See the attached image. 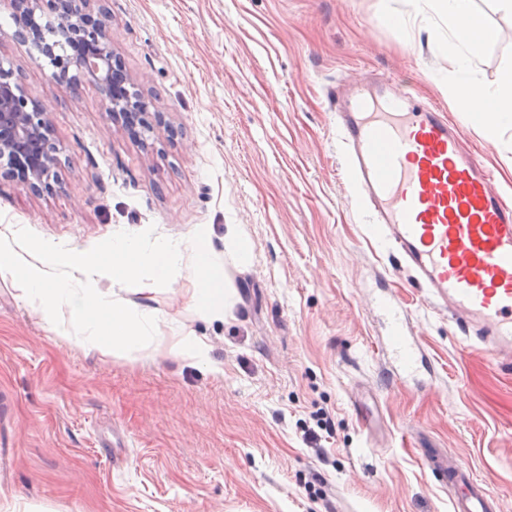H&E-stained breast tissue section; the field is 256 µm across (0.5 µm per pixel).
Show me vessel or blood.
Listing matches in <instances>:
<instances>
[{"label": "vessel or blood", "instance_id": "b4317fda", "mask_svg": "<svg viewBox=\"0 0 512 512\" xmlns=\"http://www.w3.org/2000/svg\"><path fill=\"white\" fill-rule=\"evenodd\" d=\"M332 97L372 231L469 348L512 369V196L493 189L461 126L399 84L361 79L337 86ZM381 306L393 321L394 366L383 377L392 386L418 381L424 361L404 332L405 310L390 296ZM432 473L447 485L453 512H501L456 459Z\"/></svg>", "mask_w": 512, "mask_h": 512}]
</instances>
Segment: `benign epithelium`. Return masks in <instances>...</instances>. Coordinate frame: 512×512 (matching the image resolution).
<instances>
[{"instance_id": "7a95c632", "label": "benign epithelium", "mask_w": 512, "mask_h": 512, "mask_svg": "<svg viewBox=\"0 0 512 512\" xmlns=\"http://www.w3.org/2000/svg\"><path fill=\"white\" fill-rule=\"evenodd\" d=\"M93 2L0 0L15 21V36L37 56L50 59L53 79L76 85L81 77H88L98 87L112 124L139 141L146 107L140 97L125 89L131 79L112 49L108 18ZM48 13L55 15L53 41L45 38L41 23ZM58 153L47 113L21 92L14 73L0 70V178L39 194L54 177Z\"/></svg>"}]
</instances>
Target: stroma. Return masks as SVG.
Returning <instances> with one entry per match:
<instances>
[{
  "mask_svg": "<svg viewBox=\"0 0 512 512\" xmlns=\"http://www.w3.org/2000/svg\"><path fill=\"white\" fill-rule=\"evenodd\" d=\"M101 3L165 124L129 139L92 82L57 84L0 27V66L41 104L61 150L51 191L0 181V235L24 227L85 252L121 230L186 240L202 228L229 299L220 318L190 309L188 267L126 293L209 348L201 363L147 361L58 335L0 272V512H452L433 450L457 455L512 512V372L468 352L370 236L330 97L360 73L409 82L512 194V128L487 141L429 80L448 61L415 20L422 0ZM475 8L496 37L474 81L512 78V15L495 0ZM231 232L250 241L249 264L233 261ZM386 288L435 366L429 390L381 378ZM321 414L331 432L305 436ZM111 439L127 452L119 472L98 446Z\"/></svg>",
  "mask_w": 512,
  "mask_h": 512,
  "instance_id": "stroma-1",
  "label": "stroma"
}]
</instances>
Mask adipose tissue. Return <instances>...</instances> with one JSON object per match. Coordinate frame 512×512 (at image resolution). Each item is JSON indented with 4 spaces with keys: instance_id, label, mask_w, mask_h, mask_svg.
I'll list each match as a JSON object with an SVG mask.
<instances>
[{
    "instance_id": "obj_1",
    "label": "adipose tissue",
    "mask_w": 512,
    "mask_h": 512,
    "mask_svg": "<svg viewBox=\"0 0 512 512\" xmlns=\"http://www.w3.org/2000/svg\"><path fill=\"white\" fill-rule=\"evenodd\" d=\"M474 0H424L420 10L422 22L432 16L447 19V35H435L437 48L446 54L451 67V79L431 74L437 86H451L452 96L461 111L470 113L481 134L487 140H496L500 131L512 127V80L495 87H481L471 78L473 64L485 45L495 37V31L486 25L475 11Z\"/></svg>"
}]
</instances>
